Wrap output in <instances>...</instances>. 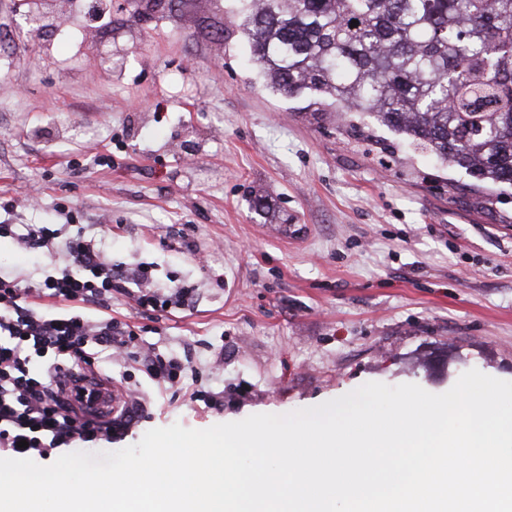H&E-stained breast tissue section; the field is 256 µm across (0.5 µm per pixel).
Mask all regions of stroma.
<instances>
[{
    "label": "stroma",
    "mask_w": 512,
    "mask_h": 512,
    "mask_svg": "<svg viewBox=\"0 0 512 512\" xmlns=\"http://www.w3.org/2000/svg\"><path fill=\"white\" fill-rule=\"evenodd\" d=\"M231 0L140 16L69 13L39 36L0 0V223L82 227L113 264L152 267L188 305L116 293L88 316L190 362L203 398L137 361L96 360L150 429L286 414L364 383L449 390L470 369L512 381V186L479 182L370 115L267 88ZM113 66L96 68L98 49ZM262 197L253 208L254 197ZM219 393L224 408L208 409Z\"/></svg>",
    "instance_id": "1"
}]
</instances>
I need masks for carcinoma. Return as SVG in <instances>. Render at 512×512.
Here are the masks:
<instances>
[{"mask_svg":"<svg viewBox=\"0 0 512 512\" xmlns=\"http://www.w3.org/2000/svg\"><path fill=\"white\" fill-rule=\"evenodd\" d=\"M237 2L272 91L366 112L450 167L512 184V0Z\"/></svg>","mask_w":512,"mask_h":512,"instance_id":"carcinoma-1","label":"carcinoma"}]
</instances>
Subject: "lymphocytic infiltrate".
Masks as SVG:
<instances>
[{
  "mask_svg": "<svg viewBox=\"0 0 512 512\" xmlns=\"http://www.w3.org/2000/svg\"><path fill=\"white\" fill-rule=\"evenodd\" d=\"M9 237L24 250L52 257L58 230L37 224H0V238ZM68 260L52 266L35 283L21 285L0 275V451L20 458L49 457L53 450L75 443L111 441L127 432L138 416L137 406L107 422L76 415L64 393L77 365H93L89 346H97L110 358L129 354V325L92 321L87 308H107L113 293L127 294L146 312H165L184 306L192 288L163 290L154 287L147 267L125 272L113 268L111 259L83 233L65 242ZM55 300L57 311L34 310L30 297ZM53 352L54 361L39 373H31L32 355ZM144 373L163 385L189 390L196 378L192 366L154 351L137 354Z\"/></svg>",
  "mask_w": 512,
  "mask_h": 512,
  "instance_id": "lymphocytic-infiltrate-1",
  "label": "lymphocytic infiltrate"
}]
</instances>
